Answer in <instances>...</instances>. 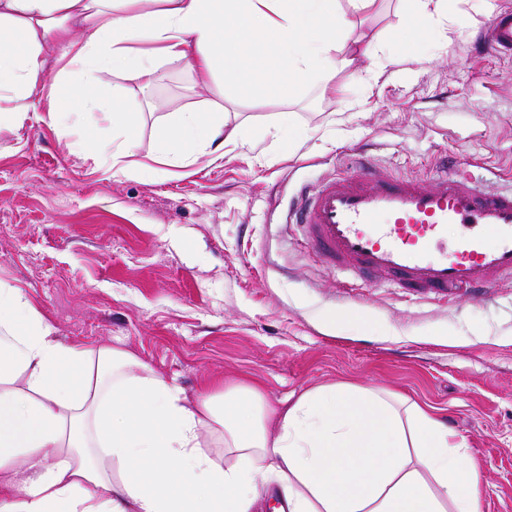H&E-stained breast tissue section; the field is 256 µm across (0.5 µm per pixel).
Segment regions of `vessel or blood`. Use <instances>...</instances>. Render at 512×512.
I'll return each mask as SVG.
<instances>
[{
	"mask_svg": "<svg viewBox=\"0 0 512 512\" xmlns=\"http://www.w3.org/2000/svg\"><path fill=\"white\" fill-rule=\"evenodd\" d=\"M479 48L512 55L511 10L490 18ZM355 167L301 190L288 208L289 223L329 267L412 295L479 296L512 279V187L445 168L396 176L363 156Z\"/></svg>",
	"mask_w": 512,
	"mask_h": 512,
	"instance_id": "1",
	"label": "vessel or blood"
}]
</instances>
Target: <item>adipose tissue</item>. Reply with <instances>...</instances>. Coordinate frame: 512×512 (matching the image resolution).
I'll use <instances>...</instances> for the list:
<instances>
[{
  "instance_id": "adipose-tissue-1",
  "label": "adipose tissue",
  "mask_w": 512,
  "mask_h": 512,
  "mask_svg": "<svg viewBox=\"0 0 512 512\" xmlns=\"http://www.w3.org/2000/svg\"><path fill=\"white\" fill-rule=\"evenodd\" d=\"M0 0V92L22 124L45 65L150 86L182 61L239 90L268 63L329 83L361 49L376 0ZM274 43H266L267 31ZM181 165L247 142L222 104L160 128ZM231 464L217 462L209 445ZM276 483L288 512H480L464 438L410 399L333 385L272 408L239 383L189 401L129 352L68 344L0 281V512H254Z\"/></svg>"
}]
</instances>
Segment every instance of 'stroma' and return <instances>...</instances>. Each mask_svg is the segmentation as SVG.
<instances>
[{
    "label": "stroma",
    "mask_w": 512,
    "mask_h": 512,
    "mask_svg": "<svg viewBox=\"0 0 512 512\" xmlns=\"http://www.w3.org/2000/svg\"><path fill=\"white\" fill-rule=\"evenodd\" d=\"M512 0H450L448 23L416 29L404 0L360 27L371 57L338 74L336 94L306 82L290 95L260 84L223 95L182 62L146 87L74 71L134 132L44 84L23 125L0 121V280L22 288L72 344L118 346L196 396L215 379L257 383L271 406L318 386L383 388L433 408L464 437L481 475L480 512H512V282L475 299L411 298L328 268L289 224L305 183L353 168L362 147L384 170L426 173L442 155L474 179H512V59L473 43ZM223 102L251 144L224 159L123 175L81 151L134 137L155 152L161 125ZM298 129L289 138L281 113Z\"/></svg>",
    "instance_id": "1"
}]
</instances>
